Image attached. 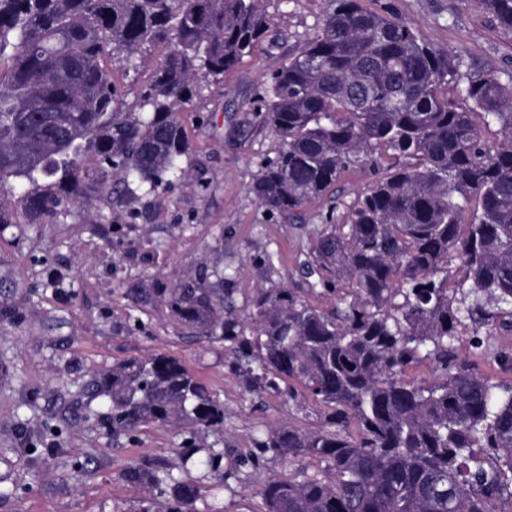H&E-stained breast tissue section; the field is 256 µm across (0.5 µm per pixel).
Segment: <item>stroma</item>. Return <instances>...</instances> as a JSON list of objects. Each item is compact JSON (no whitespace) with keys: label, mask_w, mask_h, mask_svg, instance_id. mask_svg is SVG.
Returning a JSON list of instances; mask_svg holds the SVG:
<instances>
[{"label":"stroma","mask_w":512,"mask_h":512,"mask_svg":"<svg viewBox=\"0 0 512 512\" xmlns=\"http://www.w3.org/2000/svg\"><path fill=\"white\" fill-rule=\"evenodd\" d=\"M422 38L461 53L469 69L512 70V36L482 0H361ZM274 40L225 74L222 84L185 104L180 119L194 152L192 182L113 204L76 206L45 224H0V512H127L149 493L131 466L174 462L186 442L221 450L219 472L199 460L196 512H265V478L318 470L308 457L260 453V434L324 428L322 406L287 383L272 390L247 370L236 341L182 324L164 300L179 283L206 277L224 291V310L246 318L261 291L292 289L319 308L336 293L316 292L309 247L326 215L346 222L374 170L352 165L302 218L269 211L250 191L263 161L280 149L268 125L245 143L233 124L254 119L263 82L315 28L323 0H263ZM165 354L188 368L224 404V425L191 434L146 424L113 435L110 404L90 398L92 378L116 363ZM42 436L37 452L29 441ZM259 456V465L248 464Z\"/></svg>","instance_id":"1"}]
</instances>
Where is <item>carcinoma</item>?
<instances>
[{
	"instance_id": "cac0c4a2",
	"label": "carcinoma",
	"mask_w": 512,
	"mask_h": 512,
	"mask_svg": "<svg viewBox=\"0 0 512 512\" xmlns=\"http://www.w3.org/2000/svg\"><path fill=\"white\" fill-rule=\"evenodd\" d=\"M483 3L512 35V0ZM324 4L261 87L260 119L281 148L251 191L299 218L351 164L376 175L347 223L326 216L311 244V271L340 293L336 310L279 288L250 314L242 349L257 379L297 383L328 421L260 438L330 474L265 480L267 512H512V381L455 347L469 332L512 374V349L495 344L512 333V72L473 73L360 0ZM270 37L261 0H0V184L27 185L31 224L92 201L115 176L149 194L171 185L192 150L179 108ZM158 43L166 52L127 110L102 60L135 72ZM492 125L496 144L482 132ZM166 302L188 326L242 335L220 288L181 284ZM424 359L432 379L406 376ZM93 390L111 403L114 434L224 426V404L169 355L117 364ZM201 451L219 471L214 448L191 449L176 468ZM128 477L159 490L132 512H194L200 488L173 468L132 466Z\"/></svg>"
}]
</instances>
